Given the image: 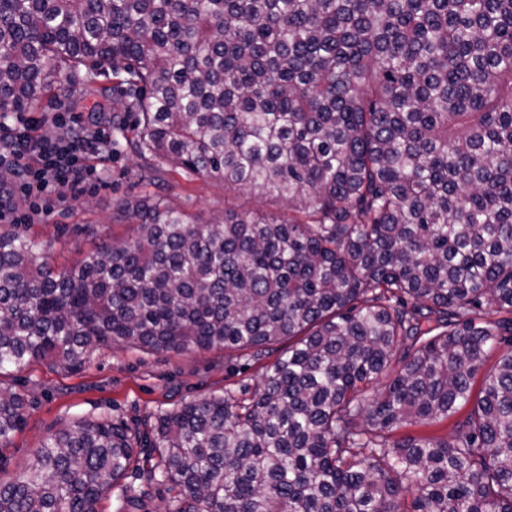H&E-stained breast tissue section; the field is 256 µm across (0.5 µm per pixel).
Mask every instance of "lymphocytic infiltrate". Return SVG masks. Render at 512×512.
Wrapping results in <instances>:
<instances>
[{"label": "lymphocytic infiltrate", "mask_w": 512, "mask_h": 512, "mask_svg": "<svg viewBox=\"0 0 512 512\" xmlns=\"http://www.w3.org/2000/svg\"><path fill=\"white\" fill-rule=\"evenodd\" d=\"M65 135H57L58 127ZM106 130L70 127L62 114L37 118L17 116L0 125V168L10 170L13 181L0 191V222L10 224L19 201H28L63 186L75 187L94 171L85 158L109 143Z\"/></svg>", "instance_id": "lymphocytic-infiltrate-1"}]
</instances>
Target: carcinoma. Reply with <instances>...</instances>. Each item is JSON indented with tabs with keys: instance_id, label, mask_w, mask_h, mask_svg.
<instances>
[{
	"instance_id": "1",
	"label": "carcinoma",
	"mask_w": 512,
	"mask_h": 512,
	"mask_svg": "<svg viewBox=\"0 0 512 512\" xmlns=\"http://www.w3.org/2000/svg\"><path fill=\"white\" fill-rule=\"evenodd\" d=\"M81 69L122 100L140 181L272 192L288 218L195 224L147 193L115 209L125 238L81 228L66 273L1 224L0 375L288 348L249 400L56 430L0 512L114 490L116 512H512V0H0V118ZM26 407L0 386V445ZM466 407L445 437L393 438Z\"/></svg>"
}]
</instances>
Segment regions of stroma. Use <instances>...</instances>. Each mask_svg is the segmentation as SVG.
Here are the masks:
<instances>
[{
    "label": "stroma",
    "instance_id": "obj_1",
    "mask_svg": "<svg viewBox=\"0 0 512 512\" xmlns=\"http://www.w3.org/2000/svg\"><path fill=\"white\" fill-rule=\"evenodd\" d=\"M65 87V94L43 100L42 111L73 113L93 129L111 125L113 114L121 110L111 99L89 95L81 75H72ZM89 163L96 169L95 184L76 195L61 189L58 199L28 221L32 235L51 242V261L60 272L74 265L90 245L78 227L92 224L102 238L123 237L125 227L112 221L116 201L154 190L138 180V161L124 148L107 146ZM157 190L200 224L223 215L230 199L243 210L276 217L285 212L272 196L233 191L216 180L172 174ZM260 374L259 364L245 356L196 349L176 353L103 348L77 372L46 362L33 364L5 380L26 394L30 406L23 428L0 447V477L19 474L42 441L61 426L97 416L133 425L184 401L256 388Z\"/></svg>",
    "mask_w": 512,
    "mask_h": 512
}]
</instances>
